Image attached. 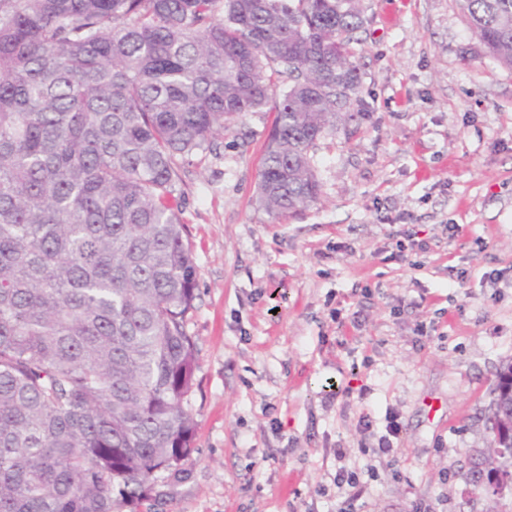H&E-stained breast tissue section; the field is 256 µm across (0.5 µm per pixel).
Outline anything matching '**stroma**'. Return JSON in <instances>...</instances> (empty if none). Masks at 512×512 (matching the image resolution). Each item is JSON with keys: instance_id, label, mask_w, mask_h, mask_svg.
Returning <instances> with one entry per match:
<instances>
[{"instance_id": "35a3bbf8", "label": "stroma", "mask_w": 512, "mask_h": 512, "mask_svg": "<svg viewBox=\"0 0 512 512\" xmlns=\"http://www.w3.org/2000/svg\"><path fill=\"white\" fill-rule=\"evenodd\" d=\"M363 8L356 119L310 151L316 203L257 202L271 108L184 170L193 447L112 512H336L339 445L360 512H490L468 451L512 358V71L454 0ZM391 417L395 453L375 455ZM334 457L336 460V471L334 475V484L338 490V494L346 503V507L354 508V503L360 500L365 494V486L357 478L347 464L348 452L346 448H335Z\"/></svg>"}]
</instances>
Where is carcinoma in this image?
<instances>
[{
	"label": "carcinoma",
	"mask_w": 512,
	"mask_h": 512,
	"mask_svg": "<svg viewBox=\"0 0 512 512\" xmlns=\"http://www.w3.org/2000/svg\"><path fill=\"white\" fill-rule=\"evenodd\" d=\"M454 2L512 70V0ZM364 22L361 0H0V512H112L179 471L198 278L181 172L272 103L258 202L307 208ZM510 381L512 361L475 450L496 489L469 469L492 512H512Z\"/></svg>",
	"instance_id": "1"
}]
</instances>
